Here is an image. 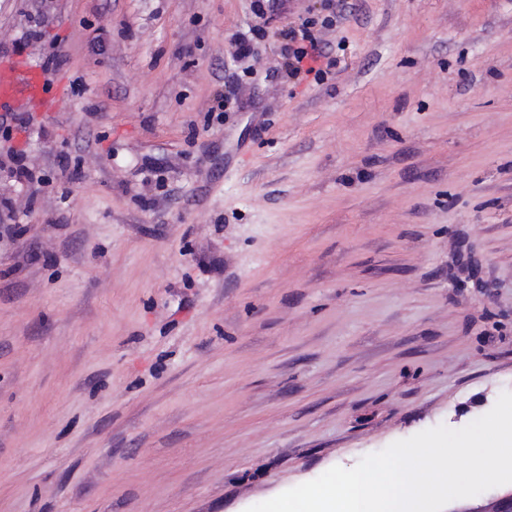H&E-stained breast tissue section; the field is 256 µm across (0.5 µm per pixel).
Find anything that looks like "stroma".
I'll return each mask as SVG.
<instances>
[{
	"instance_id": "obj_1",
	"label": "stroma",
	"mask_w": 512,
	"mask_h": 512,
	"mask_svg": "<svg viewBox=\"0 0 512 512\" xmlns=\"http://www.w3.org/2000/svg\"><path fill=\"white\" fill-rule=\"evenodd\" d=\"M283 3L0 0L64 92L0 125V512H246L512 392V0H349L319 83ZM316 24L315 20L308 19L298 31L290 30L285 36L284 58L288 73L297 79L313 74V79L320 82L327 74L323 68L313 66L327 56L321 41L311 30Z\"/></svg>"
}]
</instances>
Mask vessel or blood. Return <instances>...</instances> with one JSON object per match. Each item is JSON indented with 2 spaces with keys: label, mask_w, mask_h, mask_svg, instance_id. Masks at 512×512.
<instances>
[{
  "label": "vessel or blood",
  "mask_w": 512,
  "mask_h": 512,
  "mask_svg": "<svg viewBox=\"0 0 512 512\" xmlns=\"http://www.w3.org/2000/svg\"><path fill=\"white\" fill-rule=\"evenodd\" d=\"M62 96L40 69L17 61L0 68V106L15 101L38 103L44 111H57Z\"/></svg>",
  "instance_id": "obj_1"
}]
</instances>
